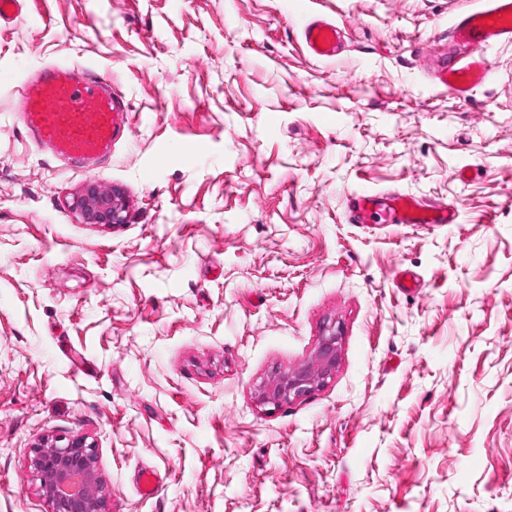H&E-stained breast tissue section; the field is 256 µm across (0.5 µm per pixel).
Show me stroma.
Returning a JSON list of instances; mask_svg holds the SVG:
<instances>
[{
    "mask_svg": "<svg viewBox=\"0 0 512 512\" xmlns=\"http://www.w3.org/2000/svg\"><path fill=\"white\" fill-rule=\"evenodd\" d=\"M476 6L26 0L0 22V512H50L29 450L77 436L104 512H512V44L469 100L434 77ZM312 18L336 58L309 55ZM51 65L127 103L98 165L30 141L19 91ZM91 181L125 223H82ZM365 189L458 221L350 223ZM328 321L335 375L259 405ZM302 39L309 54L317 59L335 58L343 46L341 32L322 20L308 21L302 29Z\"/></svg>",
    "mask_w": 512,
    "mask_h": 512,
    "instance_id": "obj_1",
    "label": "stroma"
}]
</instances>
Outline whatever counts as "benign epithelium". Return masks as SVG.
<instances>
[{"mask_svg": "<svg viewBox=\"0 0 512 512\" xmlns=\"http://www.w3.org/2000/svg\"><path fill=\"white\" fill-rule=\"evenodd\" d=\"M79 212L87 224H123L126 209L120 194L85 186ZM342 333L324 325L311 358L287 371L267 376L255 391L263 405L279 407L312 393L331 378L339 363ZM29 469L51 512H102L107 486L97 466L95 446L84 437L46 439L29 452Z\"/></svg>", "mask_w": 512, "mask_h": 512, "instance_id": "benign-epithelium-1", "label": "benign epithelium"}]
</instances>
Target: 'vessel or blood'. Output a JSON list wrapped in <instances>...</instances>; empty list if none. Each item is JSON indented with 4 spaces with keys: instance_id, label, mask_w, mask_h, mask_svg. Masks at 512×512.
<instances>
[{
    "instance_id": "obj_1",
    "label": "vessel or blood",
    "mask_w": 512,
    "mask_h": 512,
    "mask_svg": "<svg viewBox=\"0 0 512 512\" xmlns=\"http://www.w3.org/2000/svg\"><path fill=\"white\" fill-rule=\"evenodd\" d=\"M454 37L473 49L464 64L443 72L439 81L462 99L470 98L489 78L483 52L512 43V0H483L481 7L460 17ZM302 39L318 59L336 57L343 46L341 32L322 20L308 21ZM24 122L33 144L54 157L92 162L108 155L121 136L122 97L111 83L71 67L49 66L23 87ZM385 208L395 224H453L456 208L429 202L402 192L384 196L371 191L354 195L351 220L368 223L377 208Z\"/></svg>"
}]
</instances>
